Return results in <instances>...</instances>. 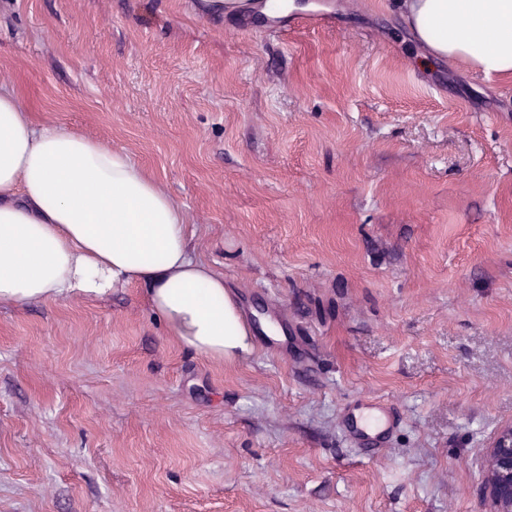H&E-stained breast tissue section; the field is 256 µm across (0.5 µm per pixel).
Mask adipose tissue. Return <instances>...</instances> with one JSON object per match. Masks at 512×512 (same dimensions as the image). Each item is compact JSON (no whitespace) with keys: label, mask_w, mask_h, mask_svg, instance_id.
Instances as JSON below:
<instances>
[{"label":"adipose tissue","mask_w":512,"mask_h":512,"mask_svg":"<svg viewBox=\"0 0 512 512\" xmlns=\"http://www.w3.org/2000/svg\"><path fill=\"white\" fill-rule=\"evenodd\" d=\"M433 56L512 77V0H408ZM188 215L120 149L35 123L0 84V303L102 297L136 281L183 345L217 363L250 352L222 275L189 255Z\"/></svg>","instance_id":"ef3b65f1"}]
</instances>
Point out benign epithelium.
Here are the masks:
<instances>
[{
	"mask_svg": "<svg viewBox=\"0 0 512 512\" xmlns=\"http://www.w3.org/2000/svg\"><path fill=\"white\" fill-rule=\"evenodd\" d=\"M481 500L483 512H512V426L500 431L487 450Z\"/></svg>",
	"mask_w": 512,
	"mask_h": 512,
	"instance_id": "7a95c632",
	"label": "benign epithelium"
}]
</instances>
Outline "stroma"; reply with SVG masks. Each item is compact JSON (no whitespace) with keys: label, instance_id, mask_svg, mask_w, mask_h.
Masks as SVG:
<instances>
[{"label":"stroma","instance_id":"obj_1","mask_svg":"<svg viewBox=\"0 0 512 512\" xmlns=\"http://www.w3.org/2000/svg\"><path fill=\"white\" fill-rule=\"evenodd\" d=\"M402 2L0 0V81L185 207L252 343L206 359L136 282L1 304L0 512H481L512 424V77L428 56ZM373 399L377 454L344 433Z\"/></svg>","mask_w":512,"mask_h":512}]
</instances>
